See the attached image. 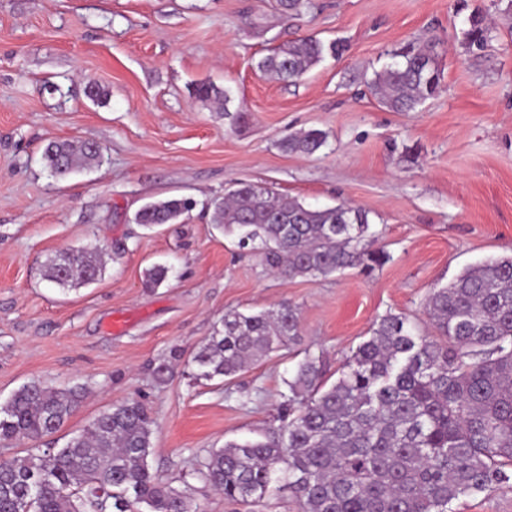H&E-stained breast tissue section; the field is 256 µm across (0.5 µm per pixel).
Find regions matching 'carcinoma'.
I'll return each mask as SVG.
<instances>
[{"label":"carcinoma","instance_id":"1","mask_svg":"<svg viewBox=\"0 0 512 512\" xmlns=\"http://www.w3.org/2000/svg\"><path fill=\"white\" fill-rule=\"evenodd\" d=\"M310 0H276L285 18L301 16ZM492 41V28L471 16L462 45L474 55ZM341 45L308 36L283 43L257 64L282 81L296 80ZM393 62L370 86L395 112L415 109L439 89L436 44H412L391 53ZM202 102L224 104L232 123V92L212 83L193 91ZM317 129L281 141L286 153L313 154L325 146ZM45 165L58 180L101 159L97 144L50 142ZM196 206L168 198L143 206L135 222L152 228L177 224ZM211 221L238 236L285 277H328L347 268L370 273L388 259L375 247L368 213L341 203L313 208L270 188L241 183L205 204ZM106 249L69 250L50 257L46 280L72 290L98 280ZM426 310L436 335L388 313L371 336L346 357L340 377L323 380L320 359L306 355L284 380L277 433L261 440L227 442L211 451L194 475L230 500L259 502L281 488L299 512H448L471 491L512 481V254L468 268L434 288ZM297 309L224 314L221 327L195 347L189 364L197 380L232 379L261 357L294 342ZM85 396L75 385L55 388L32 381L0 404V445L38 442L57 433ZM154 420L132 400L102 412L63 447H34L0 460V512H202L187 490L164 483L149 462Z\"/></svg>","mask_w":512,"mask_h":512}]
</instances>
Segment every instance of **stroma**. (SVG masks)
<instances>
[{
    "mask_svg": "<svg viewBox=\"0 0 512 512\" xmlns=\"http://www.w3.org/2000/svg\"><path fill=\"white\" fill-rule=\"evenodd\" d=\"M499 3L312 0L289 22L274 0H0V402L31 381L85 385L52 437L60 447L112 405L142 401L155 421L154 470L190 488L203 512H298L288 490L252 507L193 470L224 443L278 426L284 381L305 354L322 356L336 381L381 316L427 331L431 289L512 252V22ZM476 13L495 23L477 59L461 44ZM306 36L343 52L295 82L258 69L271 48ZM432 40L438 92L412 112L384 107L367 83L389 51ZM203 82L231 89L229 109L247 123L194 98ZM94 84L105 100L87 97ZM310 129L327 135L318 152L280 150ZM54 140L94 142L101 161L55 180L42 160ZM245 182L315 207H362L388 261L369 274H272L205 208ZM171 196L196 200L185 223H135L142 205ZM94 245L114 255L96 282L64 292L45 279L49 257ZM155 264L169 275L149 288ZM284 301L301 326L289 347L231 380H193L180 360L171 380L154 381L173 348L192 352L226 312ZM451 510L512 512V483Z\"/></svg>",
    "mask_w": 512,
    "mask_h": 512,
    "instance_id": "stroma-1",
    "label": "stroma"
}]
</instances>
